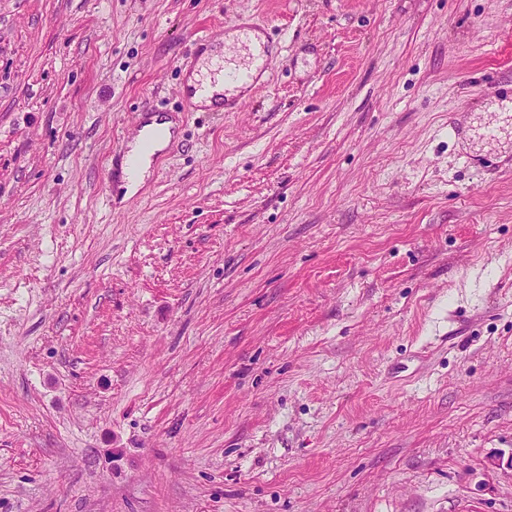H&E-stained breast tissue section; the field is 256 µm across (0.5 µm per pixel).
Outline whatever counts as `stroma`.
Returning <instances> with one entry per match:
<instances>
[{"instance_id":"35a3bbf8","label":"stroma","mask_w":512,"mask_h":512,"mask_svg":"<svg viewBox=\"0 0 512 512\" xmlns=\"http://www.w3.org/2000/svg\"><path fill=\"white\" fill-rule=\"evenodd\" d=\"M511 457L512 0H0V512H512ZM174 124L171 122H167L162 126H158L163 128V131L157 133L154 137L153 148L150 153L143 155L141 160V166L137 172V174L133 177L124 179L125 187L127 188V194L136 193L143 185L149 175V169L152 162V155L154 153H158L162 151L167 145L172 136V132L170 130Z\"/></svg>"}]
</instances>
